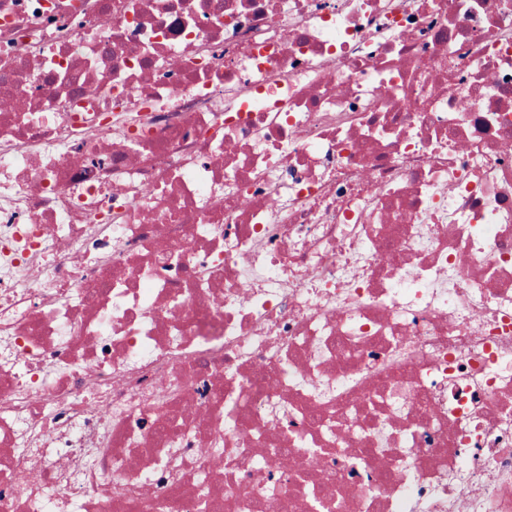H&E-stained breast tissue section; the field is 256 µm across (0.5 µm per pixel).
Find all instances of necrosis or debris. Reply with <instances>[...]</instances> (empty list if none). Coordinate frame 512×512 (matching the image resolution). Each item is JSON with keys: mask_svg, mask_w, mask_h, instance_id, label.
<instances>
[{"mask_svg": "<svg viewBox=\"0 0 512 512\" xmlns=\"http://www.w3.org/2000/svg\"><path fill=\"white\" fill-rule=\"evenodd\" d=\"M0 512H512V0H0Z\"/></svg>", "mask_w": 512, "mask_h": 512, "instance_id": "1", "label": "necrosis or debris"}]
</instances>
